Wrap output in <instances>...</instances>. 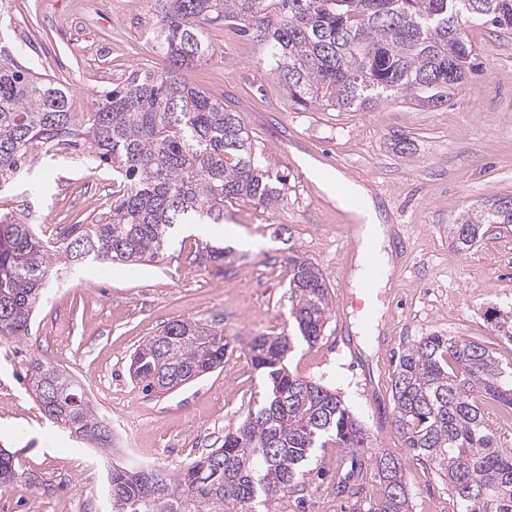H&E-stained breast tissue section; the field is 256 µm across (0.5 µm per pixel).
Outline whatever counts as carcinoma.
I'll return each mask as SVG.
<instances>
[{
    "mask_svg": "<svg viewBox=\"0 0 512 512\" xmlns=\"http://www.w3.org/2000/svg\"><path fill=\"white\" fill-rule=\"evenodd\" d=\"M155 43L169 68L138 71L71 111L62 83L0 45V190L53 151L112 169V207L69 239L49 247L33 225L0 216V338L30 335L34 311L57 267L89 260L135 266L170 256L173 229L194 217L224 223V203L264 207L287 200L286 178L272 173L243 119L181 78L213 56L207 24L224 20L258 49V63L312 108L355 112L400 99L422 107L448 101V90L482 62L465 29L473 20L512 28V0H153ZM503 198L459 215L450 227L470 250L493 224H512ZM292 328L248 344L263 372L262 399L217 448L175 471L132 459L112 467V512H257L259 499L303 485L317 451L350 453L352 473L336 484L354 493L368 457V435L341 397L291 373L285 360L298 342L324 335L331 299L315 263L288 256ZM496 335L512 343V306L493 313ZM223 332L200 320L164 326L134 352V380L169 393L224 364ZM25 379L44 418L88 448H112V427L85 390L57 365L35 358ZM393 423L416 460L448 480L456 512H512V449L499 444L486 407L512 410V364L462 336L431 334L404 348L391 379ZM382 493L364 512H410L402 465L374 457ZM17 478L0 448V484Z\"/></svg>",
    "mask_w": 512,
    "mask_h": 512,
    "instance_id": "1",
    "label": "carcinoma"
}]
</instances>
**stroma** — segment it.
Masks as SVG:
<instances>
[{"label":"stroma","instance_id":"stroma-1","mask_svg":"<svg viewBox=\"0 0 512 512\" xmlns=\"http://www.w3.org/2000/svg\"><path fill=\"white\" fill-rule=\"evenodd\" d=\"M151 0H5L0 32L36 70L55 76L72 109L87 111L99 92L143 68L165 69L152 30ZM483 71L451 91L448 105L424 108L391 100L357 112L300 110L257 62L255 45L237 27L206 28L211 59L185 72L193 86L223 101L244 121L272 170L286 175L288 201L270 210L246 200L224 205V221L183 226L174 255L137 267L98 264L58 271L38 307L30 336L0 339V446L15 454L16 482L0 485V512H77L71 493L82 485L78 512H111L106 471L86 468L76 442L47 422L26 390L25 367L50 360L84 386L112 427L108 462L137 456L170 470L219 447L263 391L248 342L289 329L286 258L295 251L323 274L333 310L343 311L349 344L328 322L314 345H296L286 365L294 375L336 391L365 428L370 446L402 462L411 512H452L447 482L404 447L392 425L391 378L400 349L429 334L462 336L512 362V344L495 335L488 315L512 306V224H497L470 251H459L448 226L461 211L512 196V29L478 22L467 28ZM347 169L373 201L391 241L387 288L378 294L380 336L365 352L355 332L346 212L322 183ZM112 203L111 170L81 157L43 158L34 178L0 191V215L34 221L58 243L74 224H88ZM233 248L227 262L199 261L205 243ZM202 320L224 333L223 365L167 394L144 395L129 377L132 353L174 320ZM349 454L326 449L303 486L260 505L261 512H359L381 493L373 470L359 499L336 492L337 467Z\"/></svg>","mask_w":512,"mask_h":512}]
</instances>
